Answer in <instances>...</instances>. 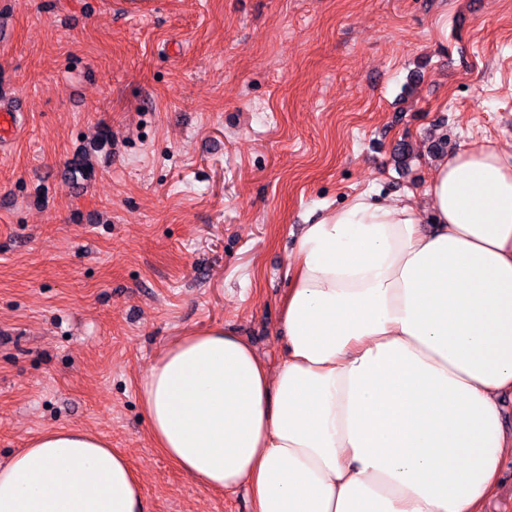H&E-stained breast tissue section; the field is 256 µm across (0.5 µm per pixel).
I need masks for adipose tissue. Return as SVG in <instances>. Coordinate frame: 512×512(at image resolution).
I'll return each mask as SVG.
<instances>
[{"label":"adipose tissue","instance_id":"adipose-tissue-1","mask_svg":"<svg viewBox=\"0 0 512 512\" xmlns=\"http://www.w3.org/2000/svg\"><path fill=\"white\" fill-rule=\"evenodd\" d=\"M426 206L374 191L303 225L282 355L169 342L139 386L159 451L254 512H482L512 433V151L441 159ZM0 512H144L123 453L76 428L0 463Z\"/></svg>","mask_w":512,"mask_h":512}]
</instances>
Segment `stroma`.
Wrapping results in <instances>:
<instances>
[{"label": "stroma", "mask_w": 512, "mask_h": 512, "mask_svg": "<svg viewBox=\"0 0 512 512\" xmlns=\"http://www.w3.org/2000/svg\"><path fill=\"white\" fill-rule=\"evenodd\" d=\"M142 2L0 0V98L25 115L0 148V461L82 428L145 512H252L154 448L142 375L194 329L277 356L313 209L422 204L462 143L512 150V0Z\"/></svg>", "instance_id": "1"}]
</instances>
